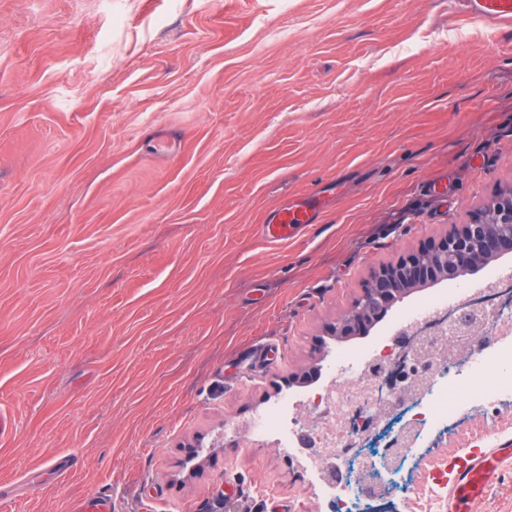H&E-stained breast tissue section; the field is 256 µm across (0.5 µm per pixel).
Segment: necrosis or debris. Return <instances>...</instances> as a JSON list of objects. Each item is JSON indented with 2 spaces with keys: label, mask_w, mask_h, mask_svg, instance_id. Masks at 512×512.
<instances>
[{
  "label": "necrosis or debris",
  "mask_w": 512,
  "mask_h": 512,
  "mask_svg": "<svg viewBox=\"0 0 512 512\" xmlns=\"http://www.w3.org/2000/svg\"><path fill=\"white\" fill-rule=\"evenodd\" d=\"M343 360L317 390L272 407L242 433L298 453L300 466L328 488L333 512H357L358 497L410 446L379 423L400 411L399 397L382 384L391 366L404 363L402 386L417 387L403 433L446 429L460 412L449 388L471 391L470 406L486 411L512 393V268L471 280L459 300L437 297L404 311L387 340Z\"/></svg>",
  "instance_id": "1"
}]
</instances>
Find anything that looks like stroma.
I'll return each mask as SVG.
<instances>
[{
	"label": "stroma",
	"mask_w": 512,
	"mask_h": 512,
	"mask_svg": "<svg viewBox=\"0 0 512 512\" xmlns=\"http://www.w3.org/2000/svg\"><path fill=\"white\" fill-rule=\"evenodd\" d=\"M510 184L512 27L456 0H0V512H330L214 439L386 336L323 330ZM510 440L512 398L463 408L361 505L448 512L429 472ZM468 512H512V461ZM308 218L305 213L283 209L273 224L262 225V234L271 243L288 240L296 232L308 227ZM71 512H112V501L106 492L87 495L73 503Z\"/></svg>",
	"instance_id": "obj_1"
}]
</instances>
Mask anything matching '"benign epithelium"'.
Wrapping results in <instances>:
<instances>
[{
    "instance_id": "7a95c632",
    "label": "benign epithelium",
    "mask_w": 512,
    "mask_h": 512,
    "mask_svg": "<svg viewBox=\"0 0 512 512\" xmlns=\"http://www.w3.org/2000/svg\"><path fill=\"white\" fill-rule=\"evenodd\" d=\"M511 253L512 185L488 197L468 222L371 272L351 310L329 324L326 333L339 340L365 336L413 288L458 281Z\"/></svg>"
}]
</instances>
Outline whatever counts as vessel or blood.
Returning a JSON list of instances; mask_svg holds the SVG:
<instances>
[{
	"label": "vessel or blood",
	"instance_id": "1",
	"mask_svg": "<svg viewBox=\"0 0 512 512\" xmlns=\"http://www.w3.org/2000/svg\"><path fill=\"white\" fill-rule=\"evenodd\" d=\"M464 4L468 16L497 24H512V0H464ZM307 225L306 214L285 209L274 223L263 225L262 234L269 242L277 243L293 237ZM511 457L512 450L507 448L468 455L453 478V504L457 512H464L471 501L482 496L491 477ZM70 512H112V501L109 494L99 491L75 501Z\"/></svg>",
	"mask_w": 512,
	"mask_h": 512
}]
</instances>
